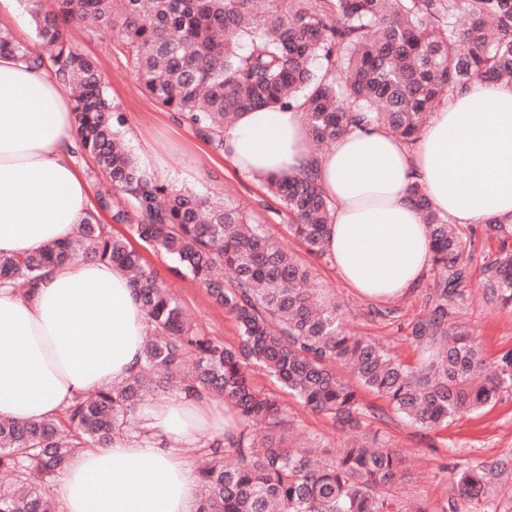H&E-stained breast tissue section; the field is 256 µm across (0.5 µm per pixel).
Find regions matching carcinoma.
<instances>
[{
  "mask_svg": "<svg viewBox=\"0 0 512 512\" xmlns=\"http://www.w3.org/2000/svg\"><path fill=\"white\" fill-rule=\"evenodd\" d=\"M42 51L0 33V54L34 66L50 62L65 88L78 91V153L93 158L118 199L99 209L141 243L169 255L237 321V344L199 334L177 298L124 236L92 212L75 234L23 257L0 255V284L22 294L41 272L78 260L121 268L150 325L139 369L128 379L76 397L58 415L19 423L0 418V512H50L51 484L80 448L127 437L126 425L166 392L203 393L232 408L239 426L210 448L199 473L198 512H428L391 489L404 477L399 453L366 436L339 454L292 448L288 410L257 388L259 369L288 394L343 427L360 424L364 406L336 366L386 400L410 424L448 425L512 389V352L493 375L474 334L448 318L469 277L474 240L436 212L422 186L410 197L429 229L439 270L435 300L414 324L420 352L409 368L377 344L350 335L336 306L309 287L308 270L240 210L177 192L147 176L121 139L123 115L106 94L97 63L71 42L67 27L116 28L146 92L183 116L216 150L224 124L242 112L300 104L311 152L372 121L406 143L424 113L472 81L512 80V0H27ZM288 212V229L322 255L333 206L313 170L265 179ZM484 233L505 243L512 222L490 219ZM485 288L512 308V252L487 266ZM231 452L233 461L226 460ZM494 475L482 465L457 474L458 504L489 498Z\"/></svg>",
  "mask_w": 512,
  "mask_h": 512,
  "instance_id": "obj_1",
  "label": "carcinoma"
}]
</instances>
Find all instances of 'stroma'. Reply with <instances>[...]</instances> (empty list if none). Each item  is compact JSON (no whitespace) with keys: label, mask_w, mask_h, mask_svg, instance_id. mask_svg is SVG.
I'll return each instance as SVG.
<instances>
[{"label":"stroma","mask_w":512,"mask_h":512,"mask_svg":"<svg viewBox=\"0 0 512 512\" xmlns=\"http://www.w3.org/2000/svg\"><path fill=\"white\" fill-rule=\"evenodd\" d=\"M80 49L93 58L106 77V91L123 112L122 133L131 152L143 141H152L162 165L159 178L176 190L245 209L252 223L263 225L281 246L310 273V284L321 296L339 305L353 335L373 339L407 366H416L419 351L411 325L424 316L437 286L438 271L428 267L417 286L394 297L360 294L339 277L329 256L309 253L288 230V215L262 181L237 172L228 159L199 136L178 114L152 98L139 82L131 56L116 31L99 30L78 39ZM500 249L496 239L476 237L468 280L452 306V319L465 322L474 332L488 364L512 351V311L488 302L484 266ZM148 265L167 282L185 317L204 336L224 344L236 343L239 329L233 316L213 303L206 290L188 276L172 272L164 253L142 248ZM366 407L361 430L377 436L403 456L405 477L394 490L402 499L421 501L428 512H443L452 494L458 471L466 464L512 467V389L501 391L492 406L461 415L448 427L418 428L395 414L388 403L362 392ZM283 402L301 442L339 451L351 438L323 414L306 408L292 396Z\"/></svg>","instance_id":"35a3bbf8"}]
</instances>
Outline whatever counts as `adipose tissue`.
I'll list each match as a JSON object with an SVG mask.
<instances>
[{"label": "adipose tissue", "mask_w": 512, "mask_h": 512, "mask_svg": "<svg viewBox=\"0 0 512 512\" xmlns=\"http://www.w3.org/2000/svg\"><path fill=\"white\" fill-rule=\"evenodd\" d=\"M76 150L73 104L55 75L1 55L0 254L69 238L88 217ZM223 155L258 178L314 169L335 204L326 250L340 278L365 296L393 297L432 258L412 183L452 223L512 221V84L472 82L415 144L371 124L318 157L301 108L245 112L225 128ZM148 332L127 276L103 261L54 268L26 297L0 288V417L40 421L79 393L125 380ZM140 420L141 438L74 455L57 480L63 512H196L198 476L185 451L223 441V403L166 394Z\"/></svg>", "instance_id": "1"}]
</instances>
